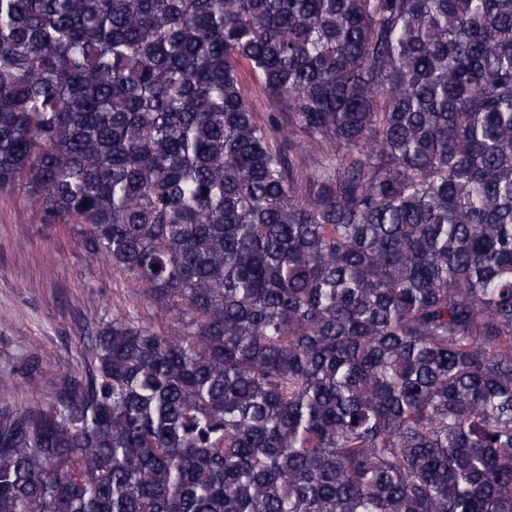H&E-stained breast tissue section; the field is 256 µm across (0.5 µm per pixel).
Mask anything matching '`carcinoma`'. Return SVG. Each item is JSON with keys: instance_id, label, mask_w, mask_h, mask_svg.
Returning a JSON list of instances; mask_svg holds the SVG:
<instances>
[{"instance_id": "1", "label": "carcinoma", "mask_w": 512, "mask_h": 512, "mask_svg": "<svg viewBox=\"0 0 512 512\" xmlns=\"http://www.w3.org/2000/svg\"><path fill=\"white\" fill-rule=\"evenodd\" d=\"M7 187L173 320L0 512H512V0H0Z\"/></svg>"}]
</instances>
